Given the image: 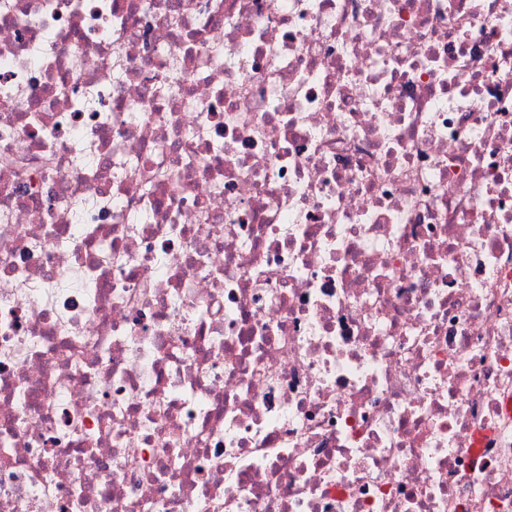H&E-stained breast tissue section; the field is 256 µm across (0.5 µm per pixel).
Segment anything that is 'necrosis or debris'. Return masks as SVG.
Segmentation results:
<instances>
[{"label":"necrosis or debris","instance_id":"obj_1","mask_svg":"<svg viewBox=\"0 0 512 512\" xmlns=\"http://www.w3.org/2000/svg\"><path fill=\"white\" fill-rule=\"evenodd\" d=\"M0 512H512V0H0Z\"/></svg>","mask_w":512,"mask_h":512}]
</instances>
